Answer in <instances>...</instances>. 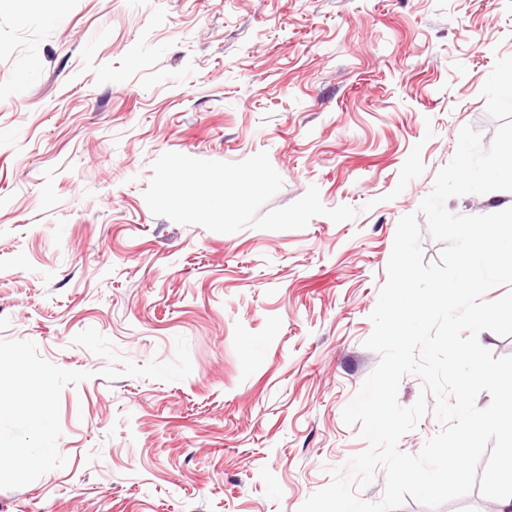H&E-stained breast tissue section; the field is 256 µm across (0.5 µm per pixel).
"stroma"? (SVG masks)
<instances>
[{"instance_id":"1","label":"stroma","mask_w":512,"mask_h":512,"mask_svg":"<svg viewBox=\"0 0 512 512\" xmlns=\"http://www.w3.org/2000/svg\"><path fill=\"white\" fill-rule=\"evenodd\" d=\"M510 85L512 0H0V400L53 444L0 467V512H298L367 447L342 413L397 224ZM262 151L267 209L314 186L356 218L145 202L164 153Z\"/></svg>"}]
</instances>
